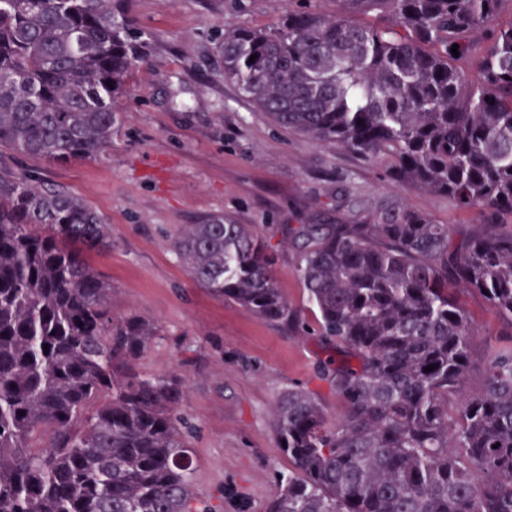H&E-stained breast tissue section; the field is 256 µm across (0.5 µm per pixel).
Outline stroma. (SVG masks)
Returning <instances> with one entry per match:
<instances>
[{
  "label": "stroma",
  "instance_id": "stroma-1",
  "mask_svg": "<svg viewBox=\"0 0 512 512\" xmlns=\"http://www.w3.org/2000/svg\"><path fill=\"white\" fill-rule=\"evenodd\" d=\"M288 7V0H121V15L141 34L144 60L132 71L111 147L94 159L65 162L0 154L36 181L65 187L107 224L112 245L92 262L111 288L109 309L160 329L136 370L184 381L194 490L218 512H237L241 501L262 512L287 474L274 419L288 389L314 392L331 420L344 404L316 377L328 353L318 337L294 336L194 280L174 250L183 225L224 215L276 241L281 225L310 223L335 206L353 224L388 201L447 225L457 241L485 222L444 195L393 182L384 166L356 153L274 130L225 79L217 30L270 27ZM296 263L295 251L283 248L275 276L313 328L317 317ZM459 299L473 319L468 385L478 389L506 325L477 293L463 289Z\"/></svg>",
  "mask_w": 512,
  "mask_h": 512
}]
</instances>
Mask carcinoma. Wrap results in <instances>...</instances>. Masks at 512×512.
I'll use <instances>...</instances> for the list:
<instances>
[{
  "label": "carcinoma",
  "mask_w": 512,
  "mask_h": 512,
  "mask_svg": "<svg viewBox=\"0 0 512 512\" xmlns=\"http://www.w3.org/2000/svg\"><path fill=\"white\" fill-rule=\"evenodd\" d=\"M312 2L270 28L224 27V78L274 128L384 164L486 224L456 244L448 225L399 202L356 224L282 227L317 335L345 353L320 366L345 411L331 422L305 390L282 397L276 433L291 472L265 512H512L504 0H342L339 14ZM117 4L0 0V150L61 161L111 147L140 61ZM371 10L384 22L363 21ZM109 247L82 199L0 162V512H215L193 492L183 384L134 369L157 327L112 318L108 284L86 258ZM174 249L214 296L311 334L277 285V247L251 225L211 216L184 225ZM461 288L511 328L473 393Z\"/></svg>",
  "instance_id": "obj_1"
}]
</instances>
